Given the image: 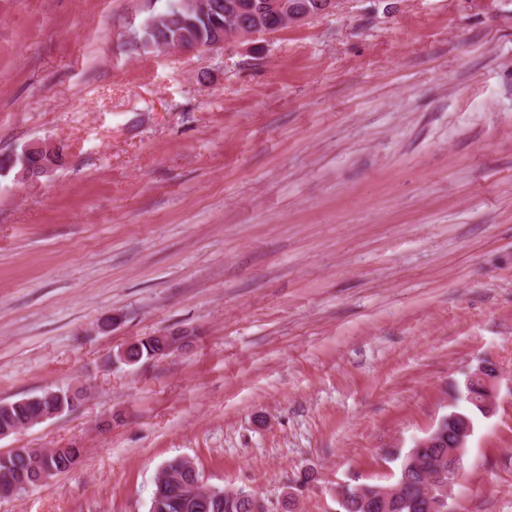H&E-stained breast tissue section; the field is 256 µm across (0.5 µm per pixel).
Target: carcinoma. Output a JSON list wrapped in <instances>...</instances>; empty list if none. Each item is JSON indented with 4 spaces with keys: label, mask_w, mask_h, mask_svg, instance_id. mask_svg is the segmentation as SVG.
<instances>
[{
    "label": "carcinoma",
    "mask_w": 512,
    "mask_h": 512,
    "mask_svg": "<svg viewBox=\"0 0 512 512\" xmlns=\"http://www.w3.org/2000/svg\"><path fill=\"white\" fill-rule=\"evenodd\" d=\"M226 23V18L220 15L213 17L205 12H198L191 4L185 3L177 11L164 10L153 13L145 20L140 30L135 49L145 53L149 47L157 49H174L182 39V32L188 31L196 37L207 41L214 33L215 27ZM161 343L156 337H150L133 344L128 350L129 359L137 363L143 359L149 360L159 355ZM60 414L70 410L68 391H56V397L46 398L41 394L37 399L22 398L6 404H0V428L9 427L21 430L32 425L34 421L50 411ZM479 410L475 404H469V409L448 413V422L443 424V433L448 435L466 422L474 421V413ZM81 448H58L49 452L44 449L21 448L8 455L0 456V495L21 493L26 488L20 483L35 482L46 476L51 478L73 467L82 456ZM446 448H423L420 450L421 469L414 470L406 480L396 482L399 486L398 499L401 500L399 512H431V505L425 501V479L444 454ZM185 460L174 458L163 466L156 478L149 512H249L247 509L249 491L239 488L237 491H227L222 487H214L211 494L204 496L207 503L186 496L180 482L173 476L180 475L183 480L194 479L191 471L183 470Z\"/></svg>",
    "instance_id": "obj_1"
}]
</instances>
